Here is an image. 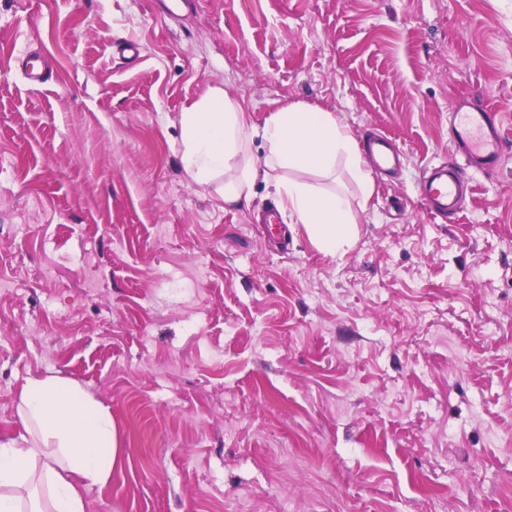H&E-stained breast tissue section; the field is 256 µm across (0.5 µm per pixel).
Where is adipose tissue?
Listing matches in <instances>:
<instances>
[{
    "instance_id": "obj_1",
    "label": "adipose tissue",
    "mask_w": 512,
    "mask_h": 512,
    "mask_svg": "<svg viewBox=\"0 0 512 512\" xmlns=\"http://www.w3.org/2000/svg\"><path fill=\"white\" fill-rule=\"evenodd\" d=\"M179 123L181 163L192 181L205 184L225 174L223 199L231 204L249 200L256 182L272 183L319 250L333 254L353 242L349 199L291 177L295 171L329 174L340 164L363 199H370L373 174L358 141L334 113L292 103L271 112L258 127L223 88L212 87L184 108ZM257 136L267 149L262 170L249 155L250 141ZM20 401L22 421L38 428L42 444H0V512H20L17 491L36 480L45 485L47 500L34 504L31 512H85L77 481L105 482L117 459L111 414L76 382L58 376L27 379Z\"/></svg>"
}]
</instances>
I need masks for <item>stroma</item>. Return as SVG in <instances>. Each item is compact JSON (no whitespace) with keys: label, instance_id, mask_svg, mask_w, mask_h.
Wrapping results in <instances>:
<instances>
[{"label":"stroma","instance_id":"obj_1","mask_svg":"<svg viewBox=\"0 0 512 512\" xmlns=\"http://www.w3.org/2000/svg\"><path fill=\"white\" fill-rule=\"evenodd\" d=\"M166 4L0 0V443L61 376L117 430L85 512H512V0ZM211 86L257 126L300 102L392 138L369 202L297 175L345 190L353 245L189 179L179 117ZM455 104L499 113L504 160L443 222L418 183ZM16 62L32 87L41 86L53 77L51 66L46 65L45 60L38 55L28 54L21 56L16 58Z\"/></svg>","mask_w":512,"mask_h":512}]
</instances>
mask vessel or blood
Segmentation results:
<instances>
[{"label":"vessel or blood","mask_w":512,"mask_h":512,"mask_svg":"<svg viewBox=\"0 0 512 512\" xmlns=\"http://www.w3.org/2000/svg\"><path fill=\"white\" fill-rule=\"evenodd\" d=\"M17 64L31 86H41L53 77L51 66L43 58L29 54L18 57ZM451 117L454 151L458 159L431 168L419 186V195L427 213L442 219L451 218L458 210L466 187L465 168L491 170L498 167L503 159L502 132L495 113L485 109L473 112L455 111ZM369 150L370 163L379 168L398 159L389 139L384 135L373 138Z\"/></svg>","instance_id":"1"}]
</instances>
